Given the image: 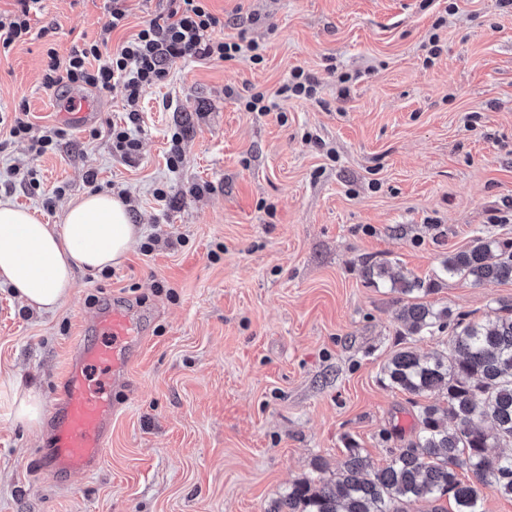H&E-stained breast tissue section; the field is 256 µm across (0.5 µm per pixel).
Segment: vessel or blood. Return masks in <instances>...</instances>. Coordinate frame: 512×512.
<instances>
[{"mask_svg":"<svg viewBox=\"0 0 512 512\" xmlns=\"http://www.w3.org/2000/svg\"><path fill=\"white\" fill-rule=\"evenodd\" d=\"M95 330L111 335V344L88 340L78 343L68 363L62 392L48 406L53 427L50 462L52 468L63 472L96 470L112 432L115 409L109 397L88 394V366H107L113 383L119 384L125 382L138 355L139 337L124 308L115 305L99 315Z\"/></svg>","mask_w":512,"mask_h":512,"instance_id":"1","label":"vessel or blood"}]
</instances>
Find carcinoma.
Returning a JSON list of instances; mask_svg holds the SVG:
<instances>
[{
    "label": "carcinoma",
    "mask_w": 512,
    "mask_h": 512,
    "mask_svg": "<svg viewBox=\"0 0 512 512\" xmlns=\"http://www.w3.org/2000/svg\"><path fill=\"white\" fill-rule=\"evenodd\" d=\"M364 275L399 294L406 335L423 339L450 329L448 351L403 349L383 368L386 386L426 399L418 405L415 432L390 449L382 468L352 443L331 477L321 476L326 464L316 461L318 475L293 482L265 512H404L405 504L445 497L456 512H483V491L512 497V304L473 320L416 301L445 277L476 286L512 281V240L478 236L445 258L440 275L428 282L392 273L387 260L366 265ZM435 393L443 399L428 401ZM460 469L474 481L459 478Z\"/></svg>",
    "instance_id": "obj_1"
}]
</instances>
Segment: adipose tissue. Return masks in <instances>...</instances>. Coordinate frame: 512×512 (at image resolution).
Segmentation results:
<instances>
[{
	"mask_svg": "<svg viewBox=\"0 0 512 512\" xmlns=\"http://www.w3.org/2000/svg\"><path fill=\"white\" fill-rule=\"evenodd\" d=\"M139 235L128 204L98 192L72 200L56 223H42L34 211L0 202V282L40 313L68 302L75 269L102 271L122 264ZM0 399L25 428L43 424L41 396L11 378H0Z\"/></svg>",
	"mask_w": 512,
	"mask_h": 512,
	"instance_id": "1",
	"label": "adipose tissue"
}]
</instances>
